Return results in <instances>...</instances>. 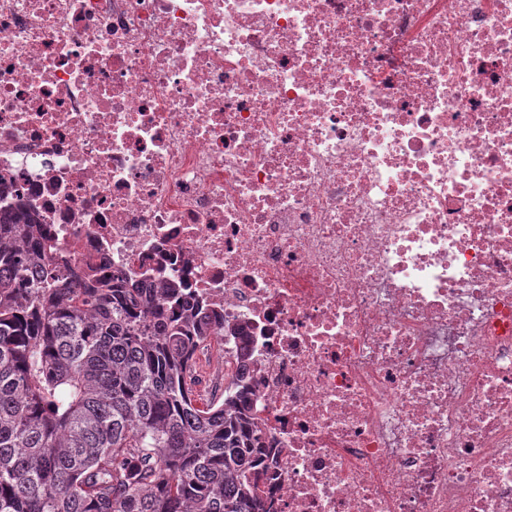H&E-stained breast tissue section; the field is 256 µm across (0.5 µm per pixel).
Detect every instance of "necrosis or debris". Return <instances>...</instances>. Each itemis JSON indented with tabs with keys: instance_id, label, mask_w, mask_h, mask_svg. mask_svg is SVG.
I'll list each match as a JSON object with an SVG mask.
<instances>
[{
	"instance_id": "necrosis-or-debris-1",
	"label": "necrosis or debris",
	"mask_w": 512,
	"mask_h": 512,
	"mask_svg": "<svg viewBox=\"0 0 512 512\" xmlns=\"http://www.w3.org/2000/svg\"><path fill=\"white\" fill-rule=\"evenodd\" d=\"M15 207L223 318L273 512H512V0H0Z\"/></svg>"
}]
</instances>
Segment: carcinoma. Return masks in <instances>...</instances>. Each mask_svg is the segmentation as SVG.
I'll return each mask as SVG.
<instances>
[{
	"label": "carcinoma",
	"mask_w": 512,
	"mask_h": 512,
	"mask_svg": "<svg viewBox=\"0 0 512 512\" xmlns=\"http://www.w3.org/2000/svg\"><path fill=\"white\" fill-rule=\"evenodd\" d=\"M52 251L35 216L0 215V512H271L244 374L218 402L193 389L220 324Z\"/></svg>",
	"instance_id": "cac0c4a2"
}]
</instances>
